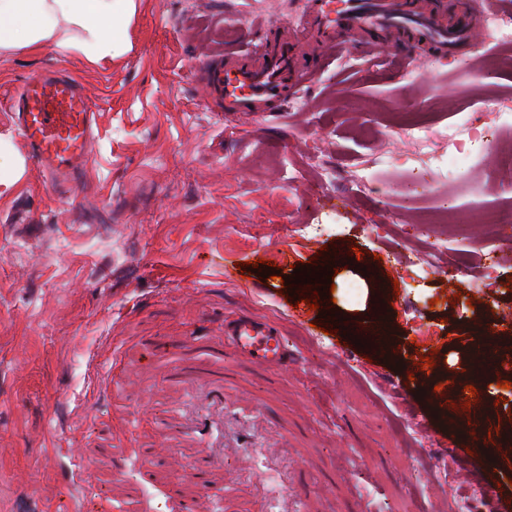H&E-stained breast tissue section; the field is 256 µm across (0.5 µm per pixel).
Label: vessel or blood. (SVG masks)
I'll use <instances>...</instances> for the list:
<instances>
[{"mask_svg":"<svg viewBox=\"0 0 512 512\" xmlns=\"http://www.w3.org/2000/svg\"><path fill=\"white\" fill-rule=\"evenodd\" d=\"M296 41L281 40L267 30L255 45L252 61L230 59L204 74L206 85L228 112H272L288 98L290 88L314 83L329 60L360 47L365 53L403 64L412 51L433 58L464 55L480 34L477 5L445 19L436 9H421L419 0H304L297 20ZM12 121L25 142L27 154L48 175L52 185L80 183L89 162L88 148L95 120L81 85L71 76L51 71L29 79L11 103ZM224 354L269 371L293 362L288 346L270 322L249 315L224 321ZM182 375L191 387L179 431L194 450L187 469L159 477L153 449L112 458L114 476H134L141 485L163 482L168 512H198L199 500L188 485H212L214 473L242 452L257 448L259 461L247 477L258 483L260 495L232 504V512H307V499L289 476L271 467L278 449L262 448L254 428H240L236 447L224 445V415L236 412L223 377L197 381L192 366ZM459 478L469 484L485 477L481 449H471Z\"/></svg>","mask_w":512,"mask_h":512,"instance_id":"1","label":"vessel or blood"}]
</instances>
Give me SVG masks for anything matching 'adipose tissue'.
<instances>
[{
  "label": "adipose tissue",
  "mask_w": 512,
  "mask_h": 512,
  "mask_svg": "<svg viewBox=\"0 0 512 512\" xmlns=\"http://www.w3.org/2000/svg\"><path fill=\"white\" fill-rule=\"evenodd\" d=\"M135 11V0H0V52L52 44L94 62L113 58L127 47L120 29ZM63 21L78 28V37L62 33Z\"/></svg>",
  "instance_id": "1"
}]
</instances>
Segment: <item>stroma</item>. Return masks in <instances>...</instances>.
Instances as JSON below:
<instances>
[{
	"mask_svg": "<svg viewBox=\"0 0 512 512\" xmlns=\"http://www.w3.org/2000/svg\"><path fill=\"white\" fill-rule=\"evenodd\" d=\"M299 0H137L128 48L99 63L58 47L0 52V138L23 158L20 179L0 187V512H67L105 490L107 512H166L156 487L110 476L108 449L164 447L167 418L183 407L179 367L146 351L182 344L202 366L224 362L225 316L274 321L298 363L271 374L228 366L239 399L271 407L286 435L284 463L300 462L308 512H352L362 485L377 512H501L512 503V463H487L488 483L458 484L456 447L512 445V242L483 227L494 269L489 314L472 305L477 265L410 268L432 237L457 224L448 127L479 112L495 147H512V68L482 42L462 59L400 71L352 51L280 111L260 116L213 105L200 73L233 52L248 56L265 29L295 40ZM62 70L83 83L95 114L84 181L49 188L26 160L11 100L30 78ZM426 117V139L405 133ZM467 178L484 210L512 209L501 194L512 172L492 162ZM317 224L303 239L299 228ZM344 263L334 293L310 299L294 267ZM276 265L278 279L255 263ZM239 269L236 280L225 268ZM387 317L392 350L381 354L338 336L340 319ZM498 364L476 368L484 337ZM432 358L416 376L396 362ZM486 390L472 426L448 419L450 381ZM424 398H417L418 389Z\"/></svg>",
	"mask_w": 512,
	"mask_h": 512,
	"instance_id": "stroma-1",
	"label": "stroma"
}]
</instances>
